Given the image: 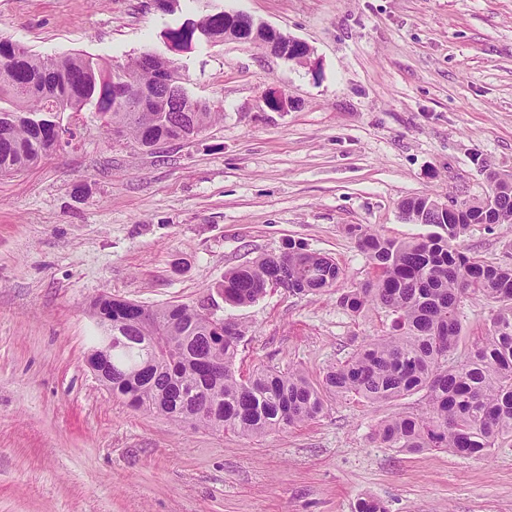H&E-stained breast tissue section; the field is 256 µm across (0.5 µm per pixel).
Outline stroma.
Segmentation results:
<instances>
[{"label":"stroma","mask_w":512,"mask_h":512,"mask_svg":"<svg viewBox=\"0 0 512 512\" xmlns=\"http://www.w3.org/2000/svg\"><path fill=\"white\" fill-rule=\"evenodd\" d=\"M224 9L304 41L309 58L165 43L166 28ZM0 37L115 65L165 55L223 114L151 153L87 109L70 117V145L0 177V512H354L366 494L388 512H512V443L469 457L374 441L386 417L423 412L422 394L332 401L254 438L133 410L86 364L103 294L238 321L244 376L298 366L316 378L384 334V311L351 313L332 292L271 288L227 305L224 273L299 249L360 285L371 268L349 226L424 236L402 200H472L489 172L512 173V0H180L173 13L154 0H0ZM272 89L292 108L270 111ZM464 246L512 266V225H476ZM494 310L462 304L459 353Z\"/></svg>","instance_id":"35a3bbf8"}]
</instances>
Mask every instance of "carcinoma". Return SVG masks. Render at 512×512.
<instances>
[{"label":"carcinoma","mask_w":512,"mask_h":512,"mask_svg":"<svg viewBox=\"0 0 512 512\" xmlns=\"http://www.w3.org/2000/svg\"><path fill=\"white\" fill-rule=\"evenodd\" d=\"M237 36V23L225 11L163 33L178 52L201 39L218 43ZM141 100L155 114L150 128L139 120ZM88 106L105 131L120 129L151 151L181 134L197 136L223 118L205 101L187 111L181 86L148 52L117 71L91 55L45 57L0 38V175L35 166L57 150L59 132L74 136L65 113ZM489 180L488 196L455 211L436 210L429 195L402 201L406 221L438 228L428 237L396 240L349 227L372 275L342 289L337 303L355 314L383 309L390 327L321 380L299 367L259 369L244 379L236 370L244 336L239 323L226 321L224 338H214L200 308H148L104 294L91 305L98 327L112 330V374L103 384L135 410L251 437L313 420L333 399L375 404L422 391L425 411L387 417L373 429L375 441L407 453L489 455L512 439V267L486 264L463 247L474 224H512V174L492 173ZM342 277L331 257L272 253L227 271L222 291L225 303L244 306L280 282L292 294L328 292ZM467 299L495 303L497 310L489 334L460 359L459 308Z\"/></svg>","instance_id":"1"}]
</instances>
